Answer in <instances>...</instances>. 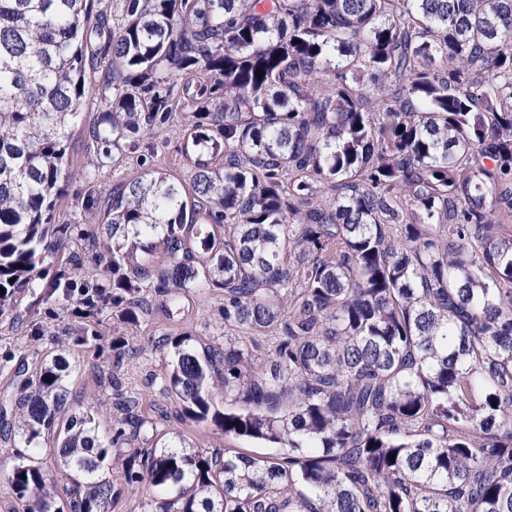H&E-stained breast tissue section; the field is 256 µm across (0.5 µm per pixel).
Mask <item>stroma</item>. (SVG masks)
Instances as JSON below:
<instances>
[{
    "label": "stroma",
    "mask_w": 512,
    "mask_h": 512,
    "mask_svg": "<svg viewBox=\"0 0 512 512\" xmlns=\"http://www.w3.org/2000/svg\"><path fill=\"white\" fill-rule=\"evenodd\" d=\"M189 119V113L174 112L167 123L156 128L150 140L142 139L125 147L120 160L100 156V173L96 180L74 176L56 206L55 223L91 224L93 214L104 211L109 186L146 170L189 181L191 170L183 139ZM75 253L80 254L87 267L107 260L100 248L88 239L75 247L66 246L49 257L44 264L46 278L72 275L71 256ZM189 301L193 305L190 321L171 325L160 320L147 326L145 331L129 336L126 353L117 360L110 343L113 334L122 331L124 324L112 307H104L87 317L79 314L77 300H64L61 293L53 294L40 288L24 294L14 318L0 320V391L10 386L16 370L23 368L28 375H35L46 357L61 352L72 365V374L66 382L68 405L84 407L92 397L108 398L109 387L98 379L99 371L103 370L118 379L123 390L138 397L137 414L181 432L188 443L200 448L234 446L257 454L269 453V446L246 439L230 441L209 424L180 419L179 404L160 396L151 387L152 375L162 369V353L148 349V339L159 340L167 333L187 331L208 343L223 341L228 334L221 313L223 293L217 290L193 293ZM86 335L99 337L103 352H96V345L83 343Z\"/></svg>",
    "instance_id": "stroma-1"
}]
</instances>
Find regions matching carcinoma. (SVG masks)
I'll return each instance as SVG.
<instances>
[{
  "mask_svg": "<svg viewBox=\"0 0 512 512\" xmlns=\"http://www.w3.org/2000/svg\"><path fill=\"white\" fill-rule=\"evenodd\" d=\"M94 2L0 0V319L75 240L53 220L77 124L116 162L187 104L190 182L108 188L112 264L55 288L112 278L98 303L137 330L224 292L247 334L166 337L153 385L279 452L190 448L117 387L102 441L59 353L0 401L14 512H110L108 466L137 512H512V0H123L117 27Z\"/></svg>",
  "mask_w": 512,
  "mask_h": 512,
  "instance_id": "obj_1",
  "label": "carcinoma"
}]
</instances>
